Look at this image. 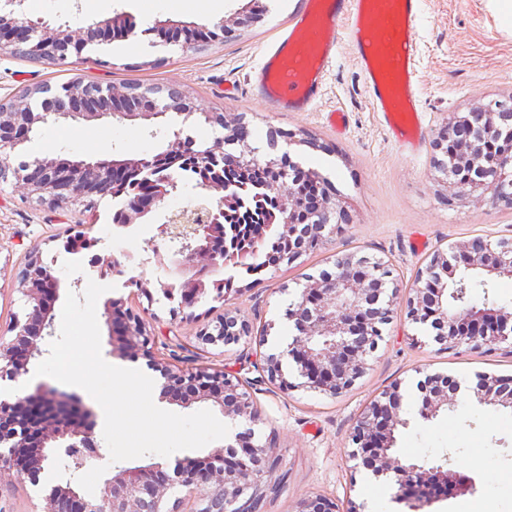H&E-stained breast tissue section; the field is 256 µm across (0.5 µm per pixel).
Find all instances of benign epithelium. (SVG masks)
I'll use <instances>...</instances> for the list:
<instances>
[{"label":"benign epithelium","instance_id":"benign-epithelium-1","mask_svg":"<svg viewBox=\"0 0 512 512\" xmlns=\"http://www.w3.org/2000/svg\"><path fill=\"white\" fill-rule=\"evenodd\" d=\"M0 6V53L33 42V50L42 59L67 60L74 48L109 35L128 36L132 22L122 16H110L86 26L67 24L52 28L35 21L23 0H5ZM39 85L16 91L0 99V184L8 183L27 200L67 208L85 199L108 196L116 191L125 197L122 224L151 213L159 221L158 235L176 257V271L192 272L180 285L160 283L168 296L180 290L181 303L192 308L211 289L207 279L224 273V251L214 248V240L223 233L218 213L237 203L227 195L221 180L205 179L201 189L208 192L198 202L178 209H162L165 199L177 188L170 182L160 160L166 155L192 154L213 162L224 156V140L199 149L189 137L173 133L167 145L141 158L116 155L110 159L81 157L59 162L50 158L36 165H14L10 158L24 138L40 125L52 120L76 123L126 120L153 121L170 111L224 125V114L198 111L192 99L180 88L176 106L160 96L135 94L111 85L85 81L78 76L64 90L45 92L44 107L36 112L31 106L34 93L45 91ZM485 109L457 112L448 116L434 142L433 168L448 178V186L470 193L489 192L496 202L512 207V152L501 154L497 165L487 171L482 161V126ZM154 174V178L120 188L112 181L119 172ZM307 172L296 166L283 171L274 185L273 196L279 206L274 217L293 233L299 224H307L317 239L330 224L347 221L345 212L332 202L330 192L305 211L306 202L297 191ZM334 271L319 277L308 276L299 298L288 307V320L297 331L288 346V355L299 367L303 381L288 379L281 359L265 354V338L252 343L253 325L237 312L224 316L197 333L203 346L243 344L251 349L253 367L263 373L259 382L286 393L296 387L314 390L336 398L350 390L367 368L368 358L378 348L381 326L388 323L398 295V282L389 264L381 259L356 253L335 255ZM473 270L486 276L512 277V241L474 238L463 245H451L434 251L426 265L417 270L406 301L407 316L415 324H430L436 330L434 342L444 349L463 345L495 349L504 343L512 348V336L504 327L512 321V309L494 303L474 305L466 301V281L462 271ZM17 291L25 299L24 318H14L0 330V374L18 379L29 372L31 360L42 354L43 332L52 324V301L58 299L60 279L51 272L39 251H29L27 262L17 275ZM102 318L108 329L110 354L142 357L164 379L160 400L189 407L212 402L224 417L247 425L225 439V448L208 456L209 467L200 469L199 460L176 459L152 462L146 466L115 467L99 494L92 500L79 494L71 482H57L42 496L41 512H258L262 485L276 470L272 441L253 443V426L264 422L261 408L252 396L254 382L222 369L201 367L184 370L155 356L151 332L143 318L125 308L122 301L107 300ZM425 401L420 417L430 421L441 412H454L460 405L457 384L447 375L428 374L420 383ZM474 397L481 405L497 410H512V378L483 374L478 377ZM408 422L401 415L400 384L394 383L371 399L356 418L352 435L354 448L348 458L362 461L376 478H385L396 488L395 498L407 504L409 512H423L433 502L432 488H444L452 495L473 489L472 479L463 472L442 465L425 467L400 458L394 451L395 431ZM38 431L39 448L28 453L30 435ZM0 472L6 471L17 483L36 481V475L57 462L59 454L67 459L65 470L75 473L91 461L103 459L97 448L89 419L71 414L68 405L51 390L38 388L19 395L13 401H0ZM244 448L243 455L234 451ZM293 512H363V506L350 502L347 509L322 495H309L296 504Z\"/></svg>","mask_w":512,"mask_h":512}]
</instances>
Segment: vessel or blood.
Masks as SVG:
<instances>
[{"instance_id":"1","label":"vessel or blood","mask_w":512,"mask_h":512,"mask_svg":"<svg viewBox=\"0 0 512 512\" xmlns=\"http://www.w3.org/2000/svg\"><path fill=\"white\" fill-rule=\"evenodd\" d=\"M418 0H299L296 12L263 53L252 81L289 112L309 111L346 24L374 111L391 136L413 147L422 128L417 92Z\"/></svg>"}]
</instances>
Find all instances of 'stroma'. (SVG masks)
<instances>
[{"label":"stroma","instance_id":"35a3bbf8","mask_svg":"<svg viewBox=\"0 0 512 512\" xmlns=\"http://www.w3.org/2000/svg\"><path fill=\"white\" fill-rule=\"evenodd\" d=\"M297 0H33L30 14L53 25L85 26L101 18L129 16L134 30L87 46L81 70L44 65L0 55V98L25 85L59 86L76 74L115 87L178 85L199 109H217L227 118H244L249 142L261 155H288L301 168L327 179L350 221L337 225L327 245L304 253L293 264L267 269L260 277L241 275L225 300L205 297L198 318L186 317L177 301L157 290L158 281H175L168 245L151 221L139 219L121 228L111 220L109 197L96 198L94 209L52 208L22 200L10 187L0 188V326L24 312L15 278L32 249L62 281V291L83 294L88 280L99 277L97 258L120 252L130 255L131 275L145 290L116 285L109 295L152 316L154 351L168 357L177 350L183 367H221L253 379L252 389L264 418L256 440H273L279 465L259 503V512H293L313 493L339 504H367L376 497L391 512H409L395 498L391 485L373 486L370 471L353 468L347 459L350 433L363 405L391 384H400L402 414L408 427L395 433L397 455L460 469L468 457L480 463L467 474L474 492L440 498L428 512H459L469 504L475 512H512V411L477 405L473 390L482 373L512 375V354L506 349L464 347L441 349L430 327L408 320L403 302H396L383 327V338L369 366L349 392L338 398L298 389L281 393L257 383V371L241 360V347L195 349L204 322L216 321L225 309L238 311L255 327H268L265 352L281 355L290 381L298 372L279 341L295 336L286 317L309 274L332 267L335 255L355 252L394 264L401 288H409L421 263L435 250L476 237L512 238V207L490 195L462 194L438 180L431 166L432 142L449 113L512 98V26L502 23L488 0H421L416 23L419 57L418 95L425 137L420 148L406 152L373 112L345 27H338V51L308 112H284L264 100L251 77L264 50L291 17ZM223 21L219 39L183 49L180 42L159 38L160 26L204 27ZM209 146L222 128L198 116L174 113L156 125L104 121L42 125L20 148L26 158L53 154L67 158L89 153L111 158L119 153L142 156L167 143L172 132ZM88 229L96 245L67 260L63 243L75 228ZM442 373L458 381L463 406L455 415L440 413L423 421L418 410L426 374Z\"/></svg>","mask_w":512,"mask_h":512}]
</instances>
